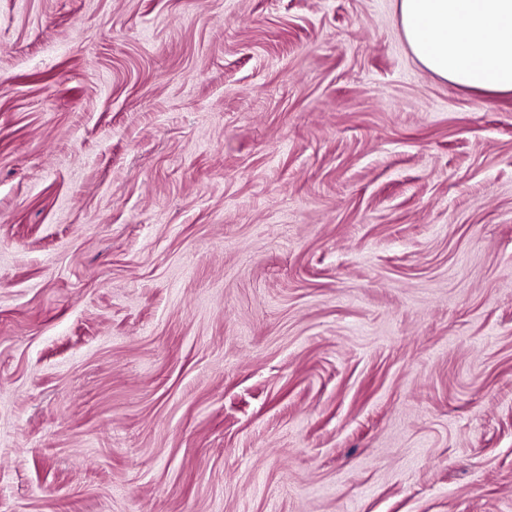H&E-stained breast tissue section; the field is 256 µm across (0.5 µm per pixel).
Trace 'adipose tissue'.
I'll use <instances>...</instances> for the list:
<instances>
[{
  "label": "adipose tissue",
  "instance_id": "ef3b65f1",
  "mask_svg": "<svg viewBox=\"0 0 512 512\" xmlns=\"http://www.w3.org/2000/svg\"><path fill=\"white\" fill-rule=\"evenodd\" d=\"M415 57L449 82L512 93V0H398Z\"/></svg>",
  "mask_w": 512,
  "mask_h": 512
}]
</instances>
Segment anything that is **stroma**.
<instances>
[{"label": "stroma", "mask_w": 512, "mask_h": 512, "mask_svg": "<svg viewBox=\"0 0 512 512\" xmlns=\"http://www.w3.org/2000/svg\"><path fill=\"white\" fill-rule=\"evenodd\" d=\"M0 512H512V94L396 0H0Z\"/></svg>", "instance_id": "1"}]
</instances>
